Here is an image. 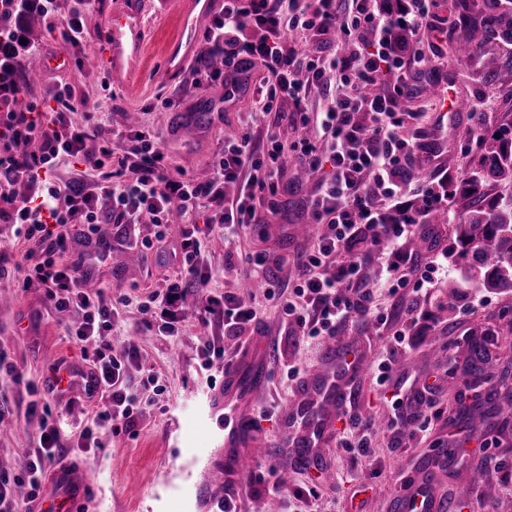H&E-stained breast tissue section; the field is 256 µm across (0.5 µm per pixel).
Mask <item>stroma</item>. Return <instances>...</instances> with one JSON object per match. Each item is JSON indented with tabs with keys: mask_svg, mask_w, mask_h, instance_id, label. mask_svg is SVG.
I'll return each instance as SVG.
<instances>
[{
	"mask_svg": "<svg viewBox=\"0 0 512 512\" xmlns=\"http://www.w3.org/2000/svg\"><path fill=\"white\" fill-rule=\"evenodd\" d=\"M113 2L100 0L89 13L85 39L76 49L49 40L46 20L21 18L34 47L66 60L64 67L39 77L32 97H39L48 85L68 84L76 102L99 105L101 123L117 140L130 124V113L138 112L142 129L158 136L175 166L196 180L211 179L214 160L225 139L236 136L243 128L252 108V91L263 78L261 68L255 66L242 72L232 100H225L224 88L219 84L202 88L199 97L181 98V88L191 84L195 73L187 65L179 75L168 76L164 54L179 28L174 16L159 9V0H149L146 82L138 94H128L125 88L112 84L103 66L91 68L77 63L78 58L104 53V21ZM418 46L433 49V61L441 68L448 95L413 97L406 100V108L426 113L432 122L446 113L448 97L461 95L475 101L485 100L489 132L512 124V92L491 90L471 80L467 68L449 62L447 43L432 44L424 39ZM203 96L213 102L219 116L196 126L191 122V111ZM161 97L170 99V107L157 109ZM292 112V105L284 102L255 122L256 143L265 142L271 135L287 145L294 142L301 130ZM284 179L288 191L280 203L287 223L244 230L228 244L214 241L210 260L217 273L211 282L212 292L242 288L248 269L246 257L255 252L264 253L268 269L283 280L295 281L297 271L291 258L305 239L292 219L300 213L301 204L311 191V182L292 159L286 164ZM180 233L179 225H170L165 240L155 242L144 262L128 260L126 253L115 252L97 268L98 287L104 289L106 296L125 294L134 299L164 288L178 270L171 248L179 242ZM38 252L34 244L15 240L10 225L0 223V351L26 378L36 381L46 378L49 366L60 361L76 369L70 389L49 397L53 413L61 422V436L66 439L83 418L79 403L85 395L81 374L88 371L89 365L66 335L63 315L43 302L41 289L15 285L23 275L28 255ZM457 275L456 267H449L447 277L440 279L437 288L431 289L429 297L421 301L413 329V347L398 356L392 366L393 372L407 371L418 379L437 381L439 390L428 436L399 438L387 431L386 423L394 408L382 394L376 372H369L358 380L359 395L341 410L336 424L337 431L343 432L355 423L372 422L375 434L369 448L362 451L329 445L324 450L323 463L334 469V481L322 482L312 471L291 470L292 479L284 494L274 499L268 491L283 469H291L288 456L281 453L270 459H258L251 484L233 482L228 486L235 496L237 512H265L272 500L277 503V512H288L289 497L309 488L315 489L316 495L308 500V512H395V496L402 478L429 460L435 442H447L448 419L459 408L457 382L466 369L469 350L461 348L456 367L447 368L442 349L449 338L476 336L490 327L496 332L490 348L495 367H502L512 358V293H489L487 305L470 314L461 307L452 312L448 309V282ZM256 302L263 310L259 332L267 338L263 360L268 383L257 397L254 428L264 439L273 441L278 437L279 413L288 405L295 387L294 382L284 377V365L290 363L307 371L320 361L323 344L292 335L276 302L261 296ZM377 303L389 315L388 327L376 333L349 329L342 340L370 349L379 357L391 342V331L399 329L405 320L407 303L387 294L379 296ZM215 338L222 339L226 359H234L239 345L236 339L225 336L221 325L208 326L191 315L183 324L181 336L173 340L146 331L136 308H127L122 314L111 340L138 347L139 362L130 370L128 382L131 391L146 405L135 416L133 432L104 435L105 447L96 459L67 455V463L87 468L95 481V500L89 512H208L204 463L220 451L215 435L223 422L218 394L224 372L202 368L198 348ZM152 372L160 374L165 384L163 394L157 397L144 385ZM0 397L7 406L0 415V461L18 473L26 464L28 448L35 445L38 421L27 414L29 397L24 386L3 373ZM496 405L505 423L492 428L483 445L487 458L500 463L503 476L488 486L475 483L474 500L486 505L490 512H512V396H499Z\"/></svg>",
	"mask_w": 512,
	"mask_h": 512,
	"instance_id": "35a3bbf8",
	"label": "stroma"
}]
</instances>
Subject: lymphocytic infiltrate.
Returning a JSON list of instances; mask_svg holds the SVG:
<instances>
[{
  "label": "lymphocytic infiltrate",
  "mask_w": 512,
  "mask_h": 512,
  "mask_svg": "<svg viewBox=\"0 0 512 512\" xmlns=\"http://www.w3.org/2000/svg\"><path fill=\"white\" fill-rule=\"evenodd\" d=\"M377 2L224 0L202 33L211 53L223 56L224 67L201 69L186 95L226 81L228 69L257 64L266 77L253 92L254 111L264 114L277 101H291L305 134L289 147L270 140L263 150L247 132L225 141L214 162L215 175L206 182L186 177L157 138L142 130L127 133L122 154L114 155L97 108L85 109L83 123L72 121L75 101L68 85L49 86L39 103L13 109L28 91L11 70L34 48L25 43L20 27H0V103L5 106L0 112V222L13 225L14 237L38 244L41 255L28 265L23 283L38 284L56 310L77 312L79 320L67 334L92 353L86 390L93 402L74 447L96 452L103 447L102 434L134 424L137 400L127 379L139 353L109 339L129 306H136L147 330L173 338L181 332V305L192 288L199 319L222 323L225 335L240 337L261 324L254 301L236 292H210L214 269L206 261L207 243L213 233L234 235L279 214L285 152L320 175L306 204L320 229L313 248L294 258L299 277L291 291H284L262 258L254 259L252 275L303 337H334L361 322L384 323L373 303L375 294L422 295L435 287L447 253L421 267L404 245L431 212L450 210L453 181L443 171L425 188L411 189L416 170L437 161L441 145L437 126L426 123L424 113L400 105L413 96L428 56L420 50L405 54L395 43V32H433L444 38L448 31L436 22L435 0H390L383 10ZM33 5L48 22L62 20L58 36L75 47L85 35L83 16L95 10L97 0H0V12L23 15ZM314 88L324 99L312 111L307 99ZM22 140L33 144L32 152L13 151V143ZM64 162L79 166L80 174L63 183L56 172ZM111 164L116 167L112 173L107 170ZM229 183L238 186L231 199L224 193ZM103 199L108 202L104 208L99 205ZM200 210L206 213L203 223L183 228L178 276L144 300L127 295L109 299L103 289H86L83 260L64 259L72 233L144 252L153 240L135 234L142 216H150L154 240L161 241L172 212L187 216ZM375 251L381 254V269L371 277L364 260ZM1 369L24 383L28 413L39 421L40 440L28 450L25 468L15 475L0 471V512H17L19 500L38 497L46 469L66 450L46 388L24 380L2 352Z\"/></svg>",
  "instance_id": "f902f5d3"
}]
</instances>
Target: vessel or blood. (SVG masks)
<instances>
[{"instance_id": "1", "label": "vessel or blood", "mask_w": 512, "mask_h": 512, "mask_svg": "<svg viewBox=\"0 0 512 512\" xmlns=\"http://www.w3.org/2000/svg\"><path fill=\"white\" fill-rule=\"evenodd\" d=\"M180 34L166 50L167 70L177 74L184 66L199 25L215 8L214 0H177ZM145 0H116L105 21L110 34L105 68L113 82L137 88L144 78V56L149 42L142 22ZM267 340L257 336L237 355L224 372V453L210 458L206 472L212 478L215 500L224 497L226 477H244L253 470L259 455L251 428L256 396L267 381L262 362ZM373 354L361 347L334 340L323 347V360L308 371L288 406L280 413L277 447L302 446L304 459L315 461L319 448L335 437L336 412L348 401L354 380L369 371ZM93 482L81 468L57 469L35 512H84ZM398 512H443L432 471H424L402 483L396 496Z\"/></svg>"}]
</instances>
